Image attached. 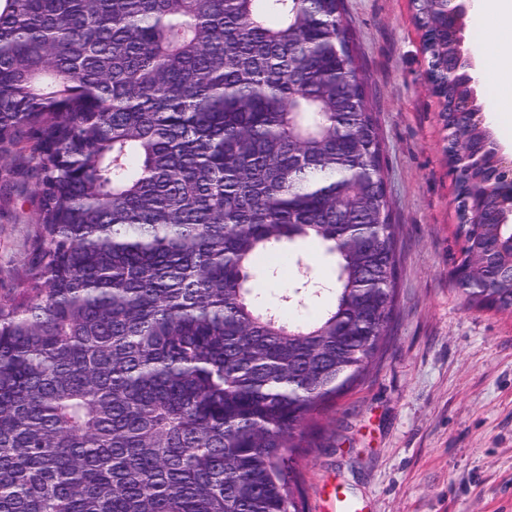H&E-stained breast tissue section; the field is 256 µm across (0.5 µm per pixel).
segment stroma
<instances>
[{"mask_svg":"<svg viewBox=\"0 0 512 512\" xmlns=\"http://www.w3.org/2000/svg\"><path fill=\"white\" fill-rule=\"evenodd\" d=\"M383 141L399 226L391 339L366 377L316 419L301 460L305 512H512V315L469 307L440 106L411 0H345ZM37 208L0 194V301L28 262Z\"/></svg>","mask_w":512,"mask_h":512,"instance_id":"1","label":"stroma"}]
</instances>
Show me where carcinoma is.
<instances>
[{"label": "carcinoma", "mask_w": 512, "mask_h": 512, "mask_svg": "<svg viewBox=\"0 0 512 512\" xmlns=\"http://www.w3.org/2000/svg\"><path fill=\"white\" fill-rule=\"evenodd\" d=\"M426 77L459 43L413 0ZM343 0H0V162L35 245L0 302V512H304L323 405L374 364L398 227ZM442 112L456 285L512 313V224ZM334 259L266 301L267 258ZM310 267V276L316 279H327L332 274V260L324 255L323 249L315 242L299 243L294 247Z\"/></svg>", "instance_id": "1"}]
</instances>
